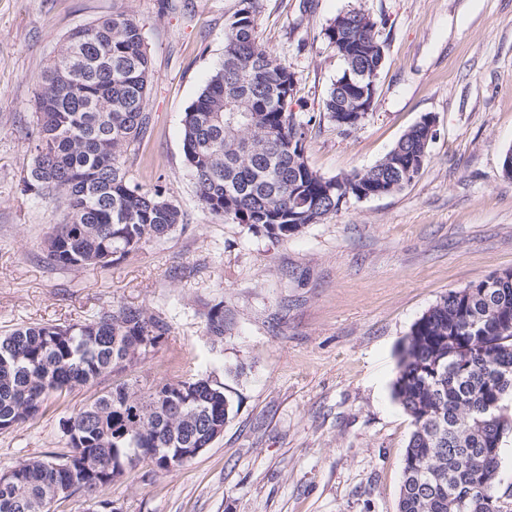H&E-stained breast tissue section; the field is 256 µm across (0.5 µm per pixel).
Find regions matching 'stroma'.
Wrapping results in <instances>:
<instances>
[{
  "label": "stroma",
  "mask_w": 512,
  "mask_h": 512,
  "mask_svg": "<svg viewBox=\"0 0 512 512\" xmlns=\"http://www.w3.org/2000/svg\"><path fill=\"white\" fill-rule=\"evenodd\" d=\"M236 5L0 0V334L139 307L169 333L122 379L223 382V433L171 471L126 470L99 493L118 512H397L412 431L392 396L401 343L450 290L512 269V0H258V37L297 78L290 108L317 118L311 168L366 170L423 116L435 120L412 184L279 240L202 209L182 151V117L223 57ZM353 8L378 20L386 63L371 111L344 133L322 114L343 65L321 30ZM117 10L139 22L153 67L149 131L126 177L164 186L184 222L111 266L61 268L45 241L64 209L22 190L38 81L73 31ZM218 302L233 319L221 340L205 329ZM102 389L50 397L33 421L0 431V473L67 452L63 419Z\"/></svg>",
  "instance_id": "1"
}]
</instances>
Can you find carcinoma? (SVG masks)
<instances>
[{"instance_id":"1","label":"carcinoma","mask_w":512,"mask_h":512,"mask_svg":"<svg viewBox=\"0 0 512 512\" xmlns=\"http://www.w3.org/2000/svg\"><path fill=\"white\" fill-rule=\"evenodd\" d=\"M377 22L361 9L338 14L322 36L342 61L324 111L342 131L366 119L355 98L380 74ZM152 63L142 28L121 12L72 33L40 77L33 160L24 191L62 199L47 257L57 266L105 267L168 235L184 215L160 188L126 178L125 159L148 131ZM296 76L257 33V0H238L223 59L182 119V150L209 213L288 238L349 199L394 194L429 160L433 132L418 122L374 166L326 177L306 159L313 118L288 110ZM224 338V305L205 314ZM168 333L141 308L120 306L76 324L36 323L0 336V430L34 419L44 402L145 361ZM413 430L403 458L398 512H512L497 495L501 443L512 431V275L504 270L448 292L402 343L392 384ZM231 398L208 376L147 389L119 382L62 423L69 461L49 452L15 468L0 512H42L54 486L72 494L112 485L114 473L148 461L159 470L185 448H206Z\"/></svg>"}]
</instances>
